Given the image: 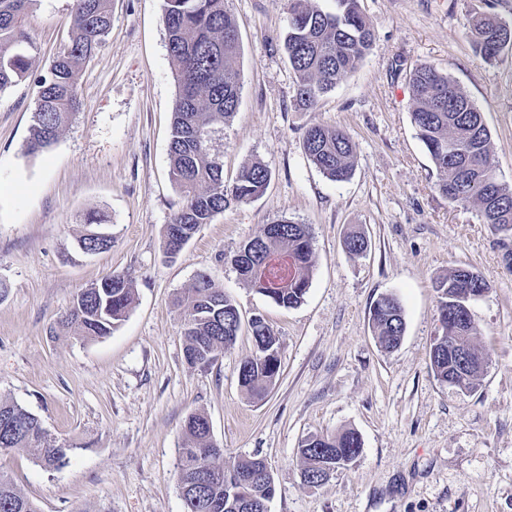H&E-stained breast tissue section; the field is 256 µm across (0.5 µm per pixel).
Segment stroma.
<instances>
[{"label": "stroma", "instance_id": "stroma-1", "mask_svg": "<svg viewBox=\"0 0 512 512\" xmlns=\"http://www.w3.org/2000/svg\"><path fill=\"white\" fill-rule=\"evenodd\" d=\"M164 0H112V28L80 66L81 107L48 151L26 146L37 80L72 38V0H37L38 45L25 80L0 95V397L38 417L71 448L48 471L32 451L0 455L40 512H184L179 448L188 415L204 413L225 463L265 459L269 512H512V271L475 206L452 204L411 123L409 75L434 65L466 91L491 134L497 177L512 184V49L485 63L468 35L476 13L512 19V0H360L376 41L358 69L308 112L282 47L286 0H226L239 24L240 103L224 125V182L259 162L265 193L229 202L172 259L163 237L180 195L169 178L172 104ZM355 145L351 178L336 183L307 159L313 125ZM111 218L112 247L78 246L84 219ZM309 225L314 268L303 303L257 293L231 258L265 224ZM365 256L346 252L350 226ZM465 266L489 283L471 310L486 368L473 391L438 381L428 351L439 333L437 276ZM118 272L135 300L110 336L80 339L58 320L82 289ZM208 274L280 334V372L261 399L239 383L255 352L249 328L213 364L189 365L176 297ZM396 296L400 346L380 348L374 302ZM355 430L348 469L311 486L298 450L313 435Z\"/></svg>", "mask_w": 512, "mask_h": 512}]
</instances>
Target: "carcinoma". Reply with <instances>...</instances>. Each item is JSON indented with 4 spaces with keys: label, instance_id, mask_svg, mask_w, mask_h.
<instances>
[{
    "label": "carcinoma",
    "instance_id": "1",
    "mask_svg": "<svg viewBox=\"0 0 512 512\" xmlns=\"http://www.w3.org/2000/svg\"><path fill=\"white\" fill-rule=\"evenodd\" d=\"M35 0H0V95L27 77L37 46L30 33L29 17ZM74 36L70 45L38 80L36 109L27 144L31 154L50 149L71 124L79 104L80 64L94 54L112 27L111 0H72ZM359 0H287L288 25L283 48L298 78L295 105L311 110L323 94L354 72L369 54L374 30L358 6ZM163 22L168 54L178 85L172 108L169 145L170 175L180 193V203L164 234V253L172 258L204 224L224 211L228 198L246 204L263 195L270 172L256 162L247 165L232 188L224 185L222 154L217 140L224 122L239 106L241 85L238 59L240 30L224 7V0H164ZM512 22L496 16L477 15L469 24L476 52L488 64L499 61L506 49ZM414 108L411 120L417 138L434 164L438 192L450 203L474 204L483 223L502 234L500 244L512 269V185L495 175L491 135L483 113L467 93L434 66H416L409 79ZM306 157L328 179L349 180L355 167V149L341 129L309 127L303 137ZM105 219L88 216L80 236L81 248L95 253L112 248L92 232ZM369 243L364 232L350 231L344 240L347 252L363 255ZM232 264L259 294L275 304L294 308L307 294L313 267L309 227L281 218L264 225L232 257ZM441 334L429 348V364L442 383L456 379L453 337L468 336L476 363L468 374L467 391L483 372L485 359L473 339L479 334L475 321L458 329L448 312L471 305L475 293L489 285L476 271L456 267L436 280ZM134 290L125 276L111 274L99 284L81 290L60 329L84 339L103 338L126 318ZM184 318V355L191 365L207 366L230 346L241 329V314L233 300L207 275L196 277L178 299ZM371 320L381 348L394 350L404 335L405 321L396 298L384 295L371 308ZM255 354L241 362L239 381L253 397L263 396L280 371V337L256 316L250 321ZM178 486L184 490L185 512H268L275 496L273 477L262 476L264 461L241 457L224 465V453L215 451L207 416L192 413L183 429ZM31 449L46 470L62 468L71 448L49 437L39 419L22 406L0 398V453ZM362 441L353 430L331 436H312L300 446L304 482L318 486L353 462ZM252 476L245 484L240 477ZM0 512H39L8 475L0 471Z\"/></svg>",
    "mask_w": 512,
    "mask_h": 512
}]
</instances>
